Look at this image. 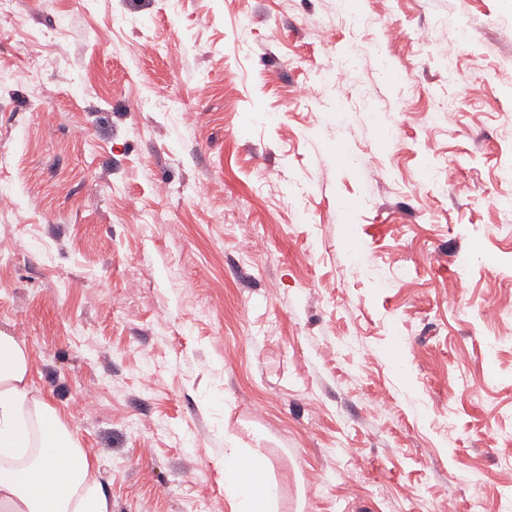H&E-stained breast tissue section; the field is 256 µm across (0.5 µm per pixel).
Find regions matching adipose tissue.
I'll use <instances>...</instances> for the list:
<instances>
[{"mask_svg":"<svg viewBox=\"0 0 512 512\" xmlns=\"http://www.w3.org/2000/svg\"><path fill=\"white\" fill-rule=\"evenodd\" d=\"M33 375L25 341L0 331V512H110L94 465ZM271 495L257 460L225 453L232 512H267Z\"/></svg>","mask_w":512,"mask_h":512,"instance_id":"adipose-tissue-1","label":"adipose tissue"}]
</instances>
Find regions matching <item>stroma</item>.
I'll list each match as a JSON object with an SVG mask.
<instances>
[{
  "instance_id": "35a3bbf8",
  "label": "stroma",
  "mask_w": 512,
  "mask_h": 512,
  "mask_svg": "<svg viewBox=\"0 0 512 512\" xmlns=\"http://www.w3.org/2000/svg\"><path fill=\"white\" fill-rule=\"evenodd\" d=\"M25 66L0 331L112 512H512V0H15ZM271 495L256 459L245 460L233 449L224 451V499L232 512H267Z\"/></svg>"
}]
</instances>
